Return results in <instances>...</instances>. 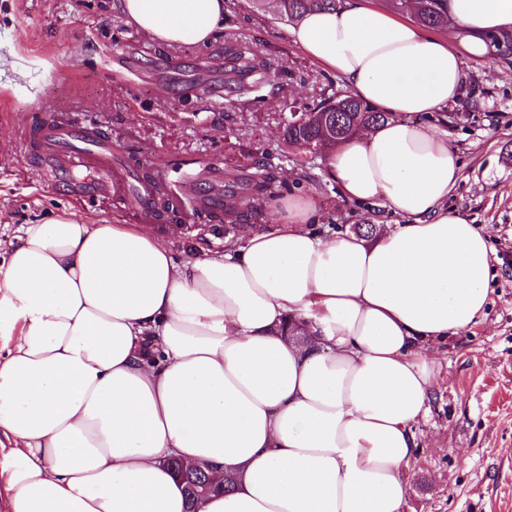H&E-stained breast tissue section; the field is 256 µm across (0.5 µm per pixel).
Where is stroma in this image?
<instances>
[{
  "label": "stroma",
  "mask_w": 512,
  "mask_h": 512,
  "mask_svg": "<svg viewBox=\"0 0 512 512\" xmlns=\"http://www.w3.org/2000/svg\"><path fill=\"white\" fill-rule=\"evenodd\" d=\"M113 0H0V240L61 210L92 224H135L121 190L69 156L49 160L25 138L32 115H63L108 133L112 151L152 167L182 207L152 221L177 258L220 252L224 229L197 209L200 192L220 195L228 223L260 230L275 214L255 186L270 173L281 192L313 191L314 231L331 235L395 218L346 202L326 181L324 153L312 172L283 157L282 119L343 83L286 36L289 23L266 0H233L225 34L254 39L275 63L278 89L228 103L201 94L223 82V36L203 47L168 46L140 32ZM466 95L447 113L448 141L462 163L450 200L487 237L489 302L478 323L439 353V385L418 436L434 438L408 470L404 512H512V53L493 63L463 60Z\"/></svg>",
  "instance_id": "stroma-1"
}]
</instances>
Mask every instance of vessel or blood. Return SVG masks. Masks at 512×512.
<instances>
[{"instance_id": "vessel-or-blood-1", "label": "vessel or blood", "mask_w": 512, "mask_h": 512, "mask_svg": "<svg viewBox=\"0 0 512 512\" xmlns=\"http://www.w3.org/2000/svg\"><path fill=\"white\" fill-rule=\"evenodd\" d=\"M28 133L45 156L69 155L78 165L94 168L107 182L123 178L112 166L111 147L99 144L92 130L83 125L63 117L53 122L40 120L29 124Z\"/></svg>"}]
</instances>
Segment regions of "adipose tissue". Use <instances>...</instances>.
<instances>
[{"mask_svg":"<svg viewBox=\"0 0 512 512\" xmlns=\"http://www.w3.org/2000/svg\"><path fill=\"white\" fill-rule=\"evenodd\" d=\"M231 0H114L171 45L213 41ZM450 36L365 0L287 36L389 113L326 151L345 200L403 216L373 237L309 230L313 193L275 227L177 259L143 224L62 212L0 259V512H185L164 460L234 489L196 512H404L437 354L488 298L486 238L448 197L462 164L422 123L465 94L462 55L491 61L512 0H448ZM306 342L289 340L288 320Z\"/></svg>","mask_w":512,"mask_h":512,"instance_id":"1","label":"adipose tissue"}]
</instances>
